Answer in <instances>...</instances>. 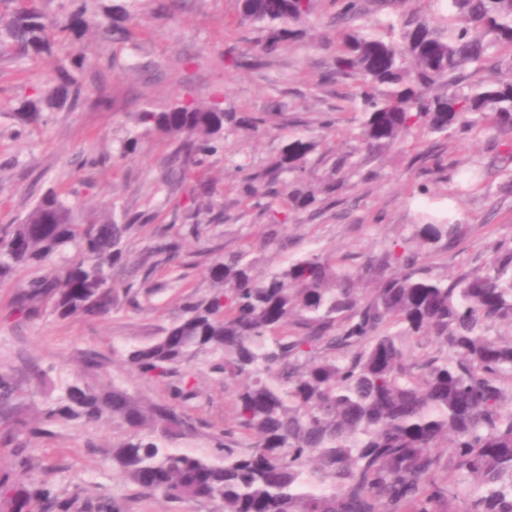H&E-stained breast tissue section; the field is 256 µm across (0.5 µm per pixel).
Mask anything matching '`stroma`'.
I'll list each match as a JSON object with an SVG mask.
<instances>
[{
  "mask_svg": "<svg viewBox=\"0 0 512 512\" xmlns=\"http://www.w3.org/2000/svg\"><path fill=\"white\" fill-rule=\"evenodd\" d=\"M127 8L125 42L105 41L90 30L56 48L54 55L12 53L0 60V225L15 223L51 189L61 193L81 223L117 220L127 210L150 217L128 242V261L114 275L116 289L129 283L139 287L137 306L122 302L96 319H61L48 312L30 321L13 308L27 271L0 282V364L15 368L20 384L10 415L0 417V476L13 472L15 447L21 444L34 467L17 478V486L48 479L56 493L83 499L106 493L131 496L132 485L112 463V445L125 436V429L109 421H61L47 424L45 434L33 438L15 432L14 418L40 423L45 405L76 379L97 389L117 385L145 402L166 401L165 386L133 372L122 353L153 341L188 298L209 294L212 252L251 250L257 259L255 273L263 276L312 250L332 258L377 255L390 240L410 232L420 211H451L466 220V234L431 263L437 273L454 274L489 259L495 241L512 237V194H458L445 178L437 177L429 203L410 195L420 177L419 152L438 144L450 163L485 165L491 159L488 138L442 144L434 136L413 135L371 160L377 178L364 183L351 176L335 205L315 217L297 215L277 243H268L266 217L239 196L243 172L275 158L289 138L314 136L320 146L308 181L316 186L356 145L359 114L343 107L355 87L327 77L336 56V6L332 0H315L310 20L300 25L294 41L267 57L262 67L240 69L225 66V48H253L259 34L241 20L238 0H183L179 10L164 18L155 15L153 0H129ZM75 48L90 61L78 76L83 89L78 105L50 113L47 122L20 127L16 112L21 103L33 86L53 77ZM188 95L220 99L225 111L262 115L266 123L256 131L225 126L223 152L173 187L165 180L171 147L144 132L137 114L145 107L166 108ZM102 96L109 107L100 106ZM326 113L337 118L329 133L318 126ZM133 135L137 149L123 155V144ZM201 182L208 184L214 208L198 216L200 238L184 240L193 265L161 267L144 276L142 253L179 238L173 215L188 206ZM217 210L224 213L219 224L213 220ZM91 353L100 356L101 368L86 366ZM191 374L196 397L188 402L187 412L199 427L176 445L213 458V433L234 417L233 388L212 370L209 358L197 360ZM130 510L211 512V507L188 503L173 509L160 499L141 497L132 498Z\"/></svg>",
  "mask_w": 512,
  "mask_h": 512,
  "instance_id": "1",
  "label": "stroma"
}]
</instances>
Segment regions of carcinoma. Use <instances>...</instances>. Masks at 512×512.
Instances as JSON below:
<instances>
[{"label": "carcinoma", "mask_w": 512, "mask_h": 512, "mask_svg": "<svg viewBox=\"0 0 512 512\" xmlns=\"http://www.w3.org/2000/svg\"><path fill=\"white\" fill-rule=\"evenodd\" d=\"M342 23L335 75L355 94L343 109L362 114L355 139L379 154L417 133L467 140L482 133L512 135V0H427L436 10L399 15L379 33L362 24L364 0H334ZM313 0H239L242 18L262 32V55L231 47L236 66H258L296 35ZM124 5L67 0L64 28L126 39ZM56 22L36 4L3 25L10 46L0 54H50ZM75 53L54 83L34 88L17 112L22 126L75 106L81 87ZM138 123L174 144L168 181L180 182L224 147V124L256 129L262 116H237L195 97L160 111L145 108ZM312 137H292L263 169L243 177L240 193L263 209L268 234L288 220L317 213L344 181L318 189L302 184ZM425 170L447 173L471 194L512 191V140L496 144L482 168L449 170L444 153H422ZM282 209L260 199L281 196ZM148 220L127 212L120 224L74 222L59 193H45L17 224L0 225V281L20 268L40 272L21 285L14 310L34 319L46 309L60 318H97L118 303L112 272L127 260L129 235ZM460 219L421 215L411 232L378 257L359 264L315 251L264 278L242 250L213 256L212 292L185 305L150 344L125 353L141 375L168 386L170 400L144 405L114 386L97 393L80 380L44 412L48 422L103 418L129 434L112 446V460L141 495L163 502H199L213 512H512V239L499 240L476 270L450 279L428 257L463 232ZM75 256H65L68 248ZM177 240L151 247L144 278L178 267ZM219 358L214 368L236 385L235 414L224 427L217 461L173 447L195 432L180 404L194 398L191 364ZM12 369L0 366V402L18 391ZM47 512H130V497L95 501L61 498L47 482L24 493L0 480V512H23L31 499Z\"/></svg>", "instance_id": "1"}]
</instances>
